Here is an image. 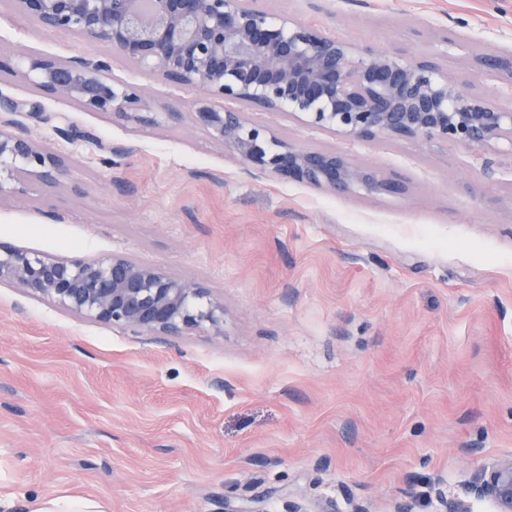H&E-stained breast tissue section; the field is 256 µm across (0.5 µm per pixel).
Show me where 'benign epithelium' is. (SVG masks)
<instances>
[{
    "instance_id": "1",
    "label": "benign epithelium",
    "mask_w": 512,
    "mask_h": 512,
    "mask_svg": "<svg viewBox=\"0 0 512 512\" xmlns=\"http://www.w3.org/2000/svg\"><path fill=\"white\" fill-rule=\"evenodd\" d=\"M46 31H70L110 48L168 83L195 90L191 120L222 143L248 170L333 194L377 196L398 183L377 168L358 166L336 151L301 148L248 122L235 104L286 112L312 128L352 139L378 136L475 151L512 144V109L464 86L439 61L469 51L464 38H443L434 60L358 45L296 17L273 18L254 0H15ZM34 82L88 112L138 128L180 122L182 112H157L132 85L116 87L100 57L67 62L32 56ZM485 76L512 98V49L476 57L469 82ZM222 101L216 106L214 101ZM56 120L59 137L120 155L66 115L0 90V199L25 193L24 174L48 187L69 172L70 160L35 140L26 121ZM25 289L78 316L155 335L204 330L224 335V302L193 280L122 255L49 257L0 244V284ZM489 501L512 512V457L469 480L465 495L439 499L437 512H472Z\"/></svg>"
}]
</instances>
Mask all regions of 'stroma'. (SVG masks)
Listing matches in <instances>:
<instances>
[{"label":"stroma","mask_w":512,"mask_h":512,"mask_svg":"<svg viewBox=\"0 0 512 512\" xmlns=\"http://www.w3.org/2000/svg\"><path fill=\"white\" fill-rule=\"evenodd\" d=\"M275 16L429 59L512 47V0H257ZM108 57L115 84L185 118L135 128L58 98L23 59ZM0 91L129 147L74 157L56 188L0 200V243L122 254L224 303V333L151 336L0 286V512H436L512 455V146L353 140L283 112L246 119L382 168L395 195L338 196L250 173L187 114L194 91L0 0Z\"/></svg>","instance_id":"1"}]
</instances>
